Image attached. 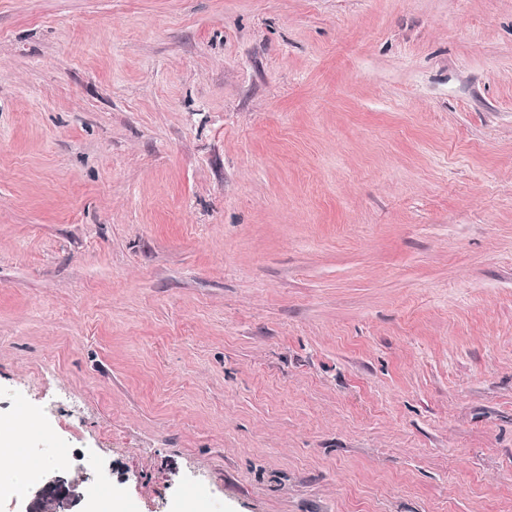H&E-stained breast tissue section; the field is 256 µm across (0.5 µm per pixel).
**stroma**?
Segmentation results:
<instances>
[{
  "instance_id": "35a3bbf8",
  "label": "stroma",
  "mask_w": 512,
  "mask_h": 512,
  "mask_svg": "<svg viewBox=\"0 0 512 512\" xmlns=\"http://www.w3.org/2000/svg\"><path fill=\"white\" fill-rule=\"evenodd\" d=\"M22 410L83 512H512V0H0Z\"/></svg>"
}]
</instances>
